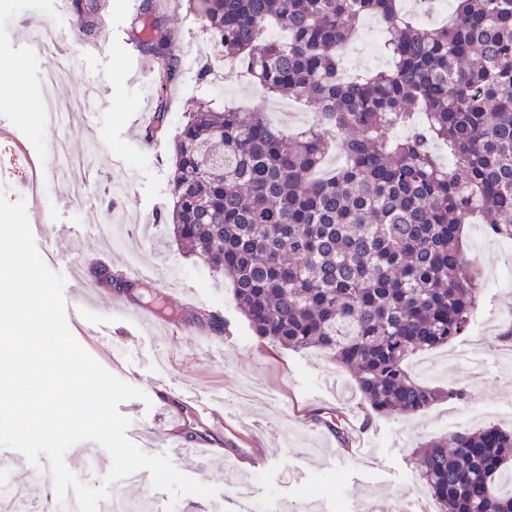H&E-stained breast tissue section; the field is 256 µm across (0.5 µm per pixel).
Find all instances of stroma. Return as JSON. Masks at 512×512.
I'll return each instance as SVG.
<instances>
[{
	"label": "stroma",
	"mask_w": 512,
	"mask_h": 512,
	"mask_svg": "<svg viewBox=\"0 0 512 512\" xmlns=\"http://www.w3.org/2000/svg\"><path fill=\"white\" fill-rule=\"evenodd\" d=\"M109 2V49L94 56L76 37L66 0H0V57L8 60L16 79L13 102L0 105V123L9 129L0 137V186L9 201L25 200L30 220L43 216L74 227L76 238L63 242L54 256L56 271L65 272L99 254V239L113 222L121 230L112 241V267L127 268L130 252H137L141 268L156 278L154 292L170 311V324L187 323L199 309L223 316L228 335L222 353L199 359L194 332L160 336L148 327L128 325L114 309V290L103 289L91 315L111 323L112 334L108 342L97 345L81 340V347L146 395H153L160 381L170 389L162 406L138 399L120 404L121 414L131 421L128 438L157 455L161 448L150 441V431L164 428L182 434L190 411L206 426L209 434L202 445L209 448L211 460L205 472H197L192 460L171 458L180 472L218 490L212 499L182 497L178 505L189 512H233V486L244 469L253 474L250 499L260 512H301L305 507L314 512H357L365 501L373 503L376 512H437L420 479L417 446L463 427L495 424L512 431V342L499 339L503 326L512 322V241L493 237L486 225H464L466 256L482 272L480 303L470 331L459 341L423 353L427 370H420L419 362L408 364L412 374L431 385L463 389L467 400H442L409 417L370 411L353 374L321 352L283 349L255 336L234 303L230 281L183 254L164 222L172 209L173 140L187 113L202 98L220 107L259 105L256 86L241 73L229 82L217 78L200 84V24L185 9L174 7L172 0H163L167 26L178 41L181 74L165 95L164 130L147 139L134 118L158 95L155 86L134 80L141 63L127 54L136 0ZM48 22L61 29L71 57V69L56 85L55 95L62 100L80 96L84 82L93 80L113 102L111 110L98 112L93 128H84L78 118L66 130L72 151L81 156L83 169L90 174L84 193L92 199L91 204L69 209L59 205L65 192L62 181L46 178L37 196L18 189L27 170L16 155L18 144L44 161L53 158L52 132L34 125L30 115L40 106L39 81L54 59L24 46L33 31ZM115 351L124 352L126 367H112ZM186 388L232 393L224 426L198 413L182 395ZM315 413L320 414V423H311ZM338 426L347 445L336 439ZM109 491L126 500L128 512H157L169 502L166 492L148 483L119 481Z\"/></svg>",
	"instance_id": "35a3bbf8"
}]
</instances>
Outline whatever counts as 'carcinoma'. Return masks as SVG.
Instances as JSON below:
<instances>
[{
  "label": "carcinoma",
  "mask_w": 512,
  "mask_h": 512,
  "mask_svg": "<svg viewBox=\"0 0 512 512\" xmlns=\"http://www.w3.org/2000/svg\"><path fill=\"white\" fill-rule=\"evenodd\" d=\"M156 2L140 0L132 34L155 70L158 133L180 58ZM176 2L264 97L308 102L317 115L289 137L259 109L198 103L173 145L174 239L231 280L255 335L330 355L373 411L464 400L406 362L469 332L481 275L461 225L478 218L512 239V0H454L435 28L402 0ZM69 5L78 35L101 28L107 0ZM368 16L389 23L391 67L350 79L340 51ZM406 125L411 134L390 135ZM104 283L135 287L120 270ZM191 320L225 331L218 313ZM420 475L438 512H512V432L488 425L429 440Z\"/></svg>",
  "instance_id": "obj_1"
}]
</instances>
